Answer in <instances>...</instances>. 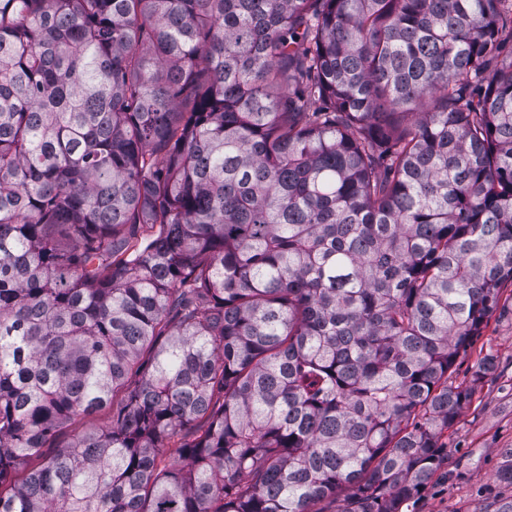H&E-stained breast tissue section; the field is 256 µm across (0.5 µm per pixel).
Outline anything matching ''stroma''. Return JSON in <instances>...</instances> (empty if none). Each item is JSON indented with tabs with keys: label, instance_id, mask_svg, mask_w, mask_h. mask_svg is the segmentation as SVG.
I'll return each instance as SVG.
<instances>
[{
	"label": "stroma",
	"instance_id": "obj_1",
	"mask_svg": "<svg viewBox=\"0 0 512 512\" xmlns=\"http://www.w3.org/2000/svg\"><path fill=\"white\" fill-rule=\"evenodd\" d=\"M492 355L495 372L478 386L469 406L445 432L448 457L419 499L401 512H486L512 499V486L498 474L512 448V306L488 319L473 345L457 358L453 381L469 378L478 358Z\"/></svg>",
	"mask_w": 512,
	"mask_h": 512
}]
</instances>
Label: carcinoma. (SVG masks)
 I'll use <instances>...</instances> for the list:
<instances>
[{
  "label": "carcinoma",
  "instance_id": "1",
  "mask_svg": "<svg viewBox=\"0 0 512 512\" xmlns=\"http://www.w3.org/2000/svg\"><path fill=\"white\" fill-rule=\"evenodd\" d=\"M509 23L0 0V512L418 497L512 282Z\"/></svg>",
  "mask_w": 512,
  "mask_h": 512
}]
</instances>
